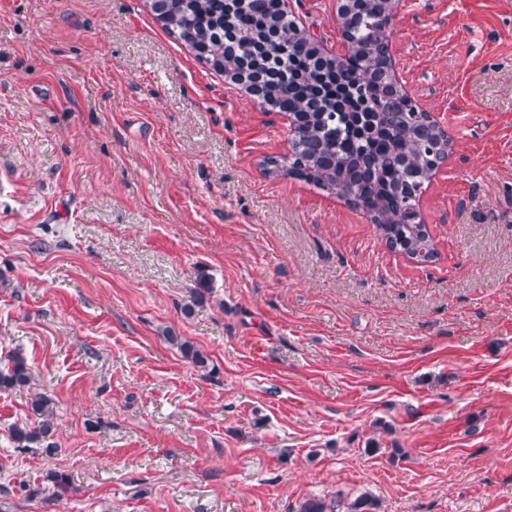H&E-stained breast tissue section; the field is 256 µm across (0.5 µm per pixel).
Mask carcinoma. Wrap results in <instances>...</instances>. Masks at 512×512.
<instances>
[{
  "instance_id": "cac0c4a2",
  "label": "carcinoma",
  "mask_w": 512,
  "mask_h": 512,
  "mask_svg": "<svg viewBox=\"0 0 512 512\" xmlns=\"http://www.w3.org/2000/svg\"><path fill=\"white\" fill-rule=\"evenodd\" d=\"M389 9V0H376L339 17L352 42L343 61L296 50L300 38L288 35L292 20L280 14L276 0H174L166 25L184 42L206 46L213 69L261 87L263 103L303 113L304 137L291 149L293 160L270 158L267 165L323 190L339 189L371 216L391 249L415 254L432 242L417 206L437 155L417 133L413 103L387 87L388 60L379 46L380 16ZM167 340L194 366L207 367V357L190 341L173 335ZM31 381L22 353L10 354L0 368V391ZM30 406L36 422L12 429L26 448L50 436L54 417L53 399L45 393L33 394ZM377 509L368 492L350 500L338 491L304 500L297 512Z\"/></svg>"
}]
</instances>
